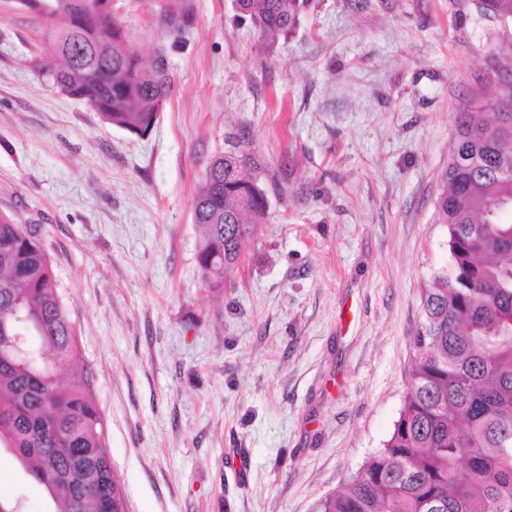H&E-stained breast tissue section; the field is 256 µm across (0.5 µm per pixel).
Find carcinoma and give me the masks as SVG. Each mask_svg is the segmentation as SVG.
I'll use <instances>...</instances> for the list:
<instances>
[{
    "label": "carcinoma",
    "mask_w": 512,
    "mask_h": 512,
    "mask_svg": "<svg viewBox=\"0 0 512 512\" xmlns=\"http://www.w3.org/2000/svg\"><path fill=\"white\" fill-rule=\"evenodd\" d=\"M163 16L172 46L189 25L186 0ZM262 37H287L310 0H233ZM64 20L48 46L60 60L39 70L104 123L144 136L173 84L165 51L150 67L114 19L110 0H17ZM512 22V0H479ZM456 134L436 201L450 264L422 289L411 381L394 430L319 512H512V224L484 212L512 200V134L478 109L456 113ZM237 145L213 159L194 199L197 264L209 289L224 287L243 247L266 223L268 201ZM77 329L35 232L0 215V449L42 485L58 512H114L120 481L104 421L79 356ZM68 383H58L60 371Z\"/></svg>",
    "instance_id": "1"
}]
</instances>
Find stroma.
<instances>
[{"instance_id": "stroma-1", "label": "stroma", "mask_w": 512, "mask_h": 512, "mask_svg": "<svg viewBox=\"0 0 512 512\" xmlns=\"http://www.w3.org/2000/svg\"><path fill=\"white\" fill-rule=\"evenodd\" d=\"M114 0L173 88L146 136L43 83L58 23L0 0V213L34 228L92 375L129 512H317L389 439L448 267L436 200L465 105L498 120L512 23L477 0H312L271 42L230 0ZM269 220L222 290L193 202L230 145ZM0 501L53 512L0 450ZM170 2H174V4L165 12L163 23L175 36L171 47H176L178 38L189 25V5L185 3L186 0H171Z\"/></svg>"}]
</instances>
